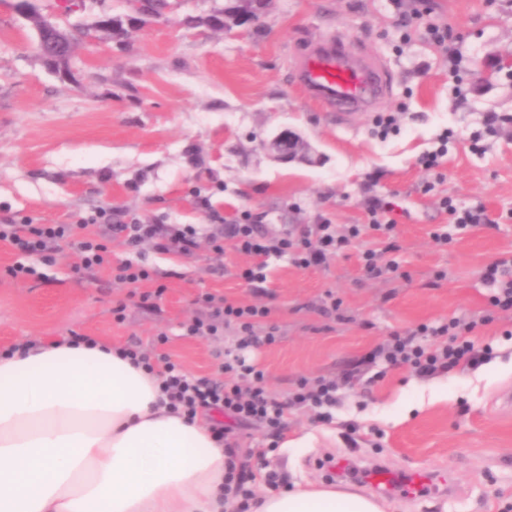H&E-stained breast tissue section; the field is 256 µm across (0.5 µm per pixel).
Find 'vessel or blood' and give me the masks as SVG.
<instances>
[{"mask_svg":"<svg viewBox=\"0 0 512 512\" xmlns=\"http://www.w3.org/2000/svg\"><path fill=\"white\" fill-rule=\"evenodd\" d=\"M292 80L307 98L345 117L374 111L385 99L393 75L378 59L352 49L345 37L336 36L306 44L296 56ZM347 477L371 485L382 495L416 498L440 491L435 476L424 468L400 475L378 466L348 472Z\"/></svg>","mask_w":512,"mask_h":512,"instance_id":"b4317fda","label":"vessel or blood"}]
</instances>
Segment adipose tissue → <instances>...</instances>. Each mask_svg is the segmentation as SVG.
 Returning <instances> with one entry per match:
<instances>
[{
    "instance_id": "1",
    "label": "adipose tissue",
    "mask_w": 512,
    "mask_h": 512,
    "mask_svg": "<svg viewBox=\"0 0 512 512\" xmlns=\"http://www.w3.org/2000/svg\"><path fill=\"white\" fill-rule=\"evenodd\" d=\"M155 375L104 341L0 355V512H235L210 419L171 413ZM255 512H386L316 483Z\"/></svg>"
}]
</instances>
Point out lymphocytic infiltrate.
<instances>
[{
  "label": "lymphocytic infiltrate",
  "mask_w": 512,
  "mask_h": 512,
  "mask_svg": "<svg viewBox=\"0 0 512 512\" xmlns=\"http://www.w3.org/2000/svg\"><path fill=\"white\" fill-rule=\"evenodd\" d=\"M83 224H102L106 231L96 238L77 239L69 224H36L26 220L19 224H0V242H6L22 252L25 262L8 267V276L27 279L36 276L37 264L51 265L57 260L62 246L73 248L79 256V269L91 270L110 267L115 279L136 285L150 280L151 272L144 265L132 261L113 263L109 244L113 237H124L129 247H138L145 241L153 242L156 249L182 256L193 255L197 247V232L193 227L171 229L164 224H121L115 222L112 212L98 210L82 219ZM361 225H350L347 234L339 235L327 224L310 228L302 240L289 235L269 237L261 233L251 222L225 225L222 236L212 238L211 247L215 254H223L225 241H232L235 249L254 259L253 264L241 269L239 278L261 291L265 283L267 257L287 256L294 265L308 268L324 263L329 256L340 253L350 240L362 233ZM202 313L191 319L187 333L191 336H213L223 326L235 325L241 339V346L273 344L277 340L275 329H268L264 336H257L255 329L263 324L269 310L262 304L238 305L209 293L195 300ZM472 325L451 320L434 327L433 333L446 337L447 342L440 348L429 350L416 345L412 337L394 336L390 344L381 351L382 356L394 364L409 366L416 374L425 377L437 372L449 371L462 364H481L489 348H476L470 335ZM123 358L157 374L161 390L168 399L174 413L194 418L198 412L217 410L223 412L225 422L215 423L211 428L215 442L228 447V436L234 430L254 425L267 428L279 427L287 405L317 406L331 404L336 400V382L321 379L316 386L300 381L289 394L287 402L271 398L266 390V375L263 370L246 363L245 359L234 356L225 359L222 370L224 380L209 377H194L186 374L166 354L147 355L133 347L121 350Z\"/></svg>",
  "instance_id": "f902f5d3"
}]
</instances>
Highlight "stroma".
Wrapping results in <instances>:
<instances>
[{"mask_svg": "<svg viewBox=\"0 0 512 512\" xmlns=\"http://www.w3.org/2000/svg\"><path fill=\"white\" fill-rule=\"evenodd\" d=\"M223 7L175 0L167 21L137 23L123 42L78 45L63 80L39 60L12 0H0V224H74L102 208L129 224L198 232L191 257L113 238V261L154 274L137 287L104 269L75 272L67 247L38 279L15 280L4 270L23 256L0 243V354L32 337L76 333L166 353L196 377H220L232 352L265 371L279 400L300 380H333L341 388L329 421L294 405L278 436L242 431V450L266 452L245 485L251 496L268 490L270 473L282 486L323 482L319 461L346 457L363 469L423 466L455 485L452 498L383 496L388 512H512V413L497 407L512 392V311L490 306L484 278L488 265L512 261V68L495 67L512 55V0H273L261 25L204 24ZM427 21L447 27V49L427 43ZM336 35L392 70L384 109L397 133L378 134L370 112L338 118L293 84L297 49ZM450 49L461 57L457 81ZM491 114L501 119L492 133ZM283 128L308 143V159L282 161L265 148ZM445 130L453 136L440 173L421 169L418 157ZM476 136L479 154L469 149ZM444 198L460 210L483 207L489 223L459 227ZM378 199L397 207L393 239L366 226ZM246 213L269 237L297 238L316 224L340 235L353 224L364 230L319 267L269 257L258 294L237 277L252 257L229 242L216 256L209 241ZM367 249L396 271L368 276ZM158 283L166 290L156 307L140 305L139 292ZM203 292L266 305L257 332L275 327L278 342L240 347L232 325L214 337L187 335ZM452 319L475 323L490 361L421 377L371 356L394 334Z\"/></svg>", "mask_w": 512, "mask_h": 512, "instance_id": "35a3bbf8", "label": "stroma"}]
</instances>
